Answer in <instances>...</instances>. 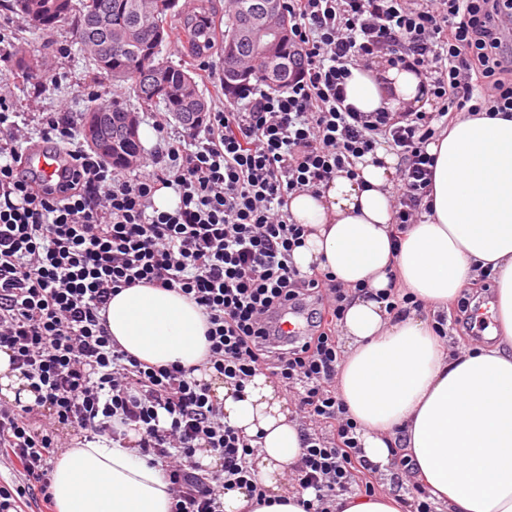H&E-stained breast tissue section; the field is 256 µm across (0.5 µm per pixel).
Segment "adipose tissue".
Segmentation results:
<instances>
[{
	"instance_id": "adipose-tissue-1",
	"label": "adipose tissue",
	"mask_w": 512,
	"mask_h": 512,
	"mask_svg": "<svg viewBox=\"0 0 512 512\" xmlns=\"http://www.w3.org/2000/svg\"><path fill=\"white\" fill-rule=\"evenodd\" d=\"M347 102L363 112H401L420 105L414 72L386 62L353 71ZM435 155L433 214L398 233L391 191L398 159L378 151L358 177L337 174L319 193L288 200L304 244L293 252L302 272H331L354 289L340 325L346 354L336 379L349 415L362 428L361 452L380 467L392 449L414 462L413 481L446 512H512V116L462 114L428 147ZM425 312L395 319L376 292L389 272ZM496 276L489 308L503 335L494 345L465 347L437 336L431 315L484 272ZM366 283L368 293L358 292ZM112 338L151 365L198 366L205 358L207 316L176 290L122 289L106 313ZM224 422L254 453L252 471L267 502L252 505L246 490L224 496V512H303L294 465L298 422L264 374L243 390L219 389ZM56 512H171L161 467L136 449L100 438L65 449L51 475Z\"/></svg>"
}]
</instances>
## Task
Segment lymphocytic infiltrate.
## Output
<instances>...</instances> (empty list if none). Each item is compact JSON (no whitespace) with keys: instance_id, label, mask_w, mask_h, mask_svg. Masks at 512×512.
<instances>
[{"instance_id":"obj_1","label":"lymphocytic infiltrate","mask_w":512,"mask_h":512,"mask_svg":"<svg viewBox=\"0 0 512 512\" xmlns=\"http://www.w3.org/2000/svg\"><path fill=\"white\" fill-rule=\"evenodd\" d=\"M306 65L284 90L251 84L237 106L211 112L179 143L117 168L76 145L54 113L43 142L63 145L57 184L21 172L28 129L0 97V351L35 400L0 402V512L52 505L49 474L61 432L82 441L133 440L170 482L172 512H224V495L265 490L253 450L224 422L211 382L243 388L260 372L299 407L305 512H336L338 497L369 487L377 465L336 390V326L351 296L326 272L293 262L305 233L289 194L318 192L365 156L395 154L394 222H424L435 157L427 147L464 112L512 113V58L504 50L512 0H288ZM424 78L429 109L361 112L346 102L353 70L376 58ZM178 198L154 204L156 191ZM175 289L207 316L209 351L192 369L153 366L112 339L105 311L121 289ZM315 297L316 330L289 346L278 316ZM206 450L217 466L203 464Z\"/></svg>"}]
</instances>
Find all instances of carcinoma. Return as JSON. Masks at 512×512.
Instances as JSON below:
<instances>
[{
  "label": "carcinoma",
  "mask_w": 512,
  "mask_h": 512,
  "mask_svg": "<svg viewBox=\"0 0 512 512\" xmlns=\"http://www.w3.org/2000/svg\"><path fill=\"white\" fill-rule=\"evenodd\" d=\"M234 11L224 13V35L216 43L201 51L195 39V32L204 28L209 14L206 0H201L200 14L180 15L172 13V0H14V8L33 25L34 29H50L70 19H75V27L85 47L91 51L95 78H106L114 82H125L141 102L148 106H163L176 121L184 126L195 120L182 115L199 108L207 109L203 94L198 92L195 74L181 67L172 66L159 59L162 45L169 40L173 31L182 36L187 52L192 56H202L214 49L220 52L233 51L253 61L250 79L281 90L288 85L293 73L305 66L302 53L291 50L285 44L286 55L291 57L292 70L276 83L268 80L269 61L262 48L240 36L247 26L251 12L243 4L247 0H232ZM161 67L167 71L170 83L188 82L197 90L194 100L187 107L174 106L162 99L150 96L152 71ZM90 112L112 113V125L123 120L128 111L126 104L112 100L110 107L92 106Z\"/></svg>",
  "instance_id": "1"
}]
</instances>
